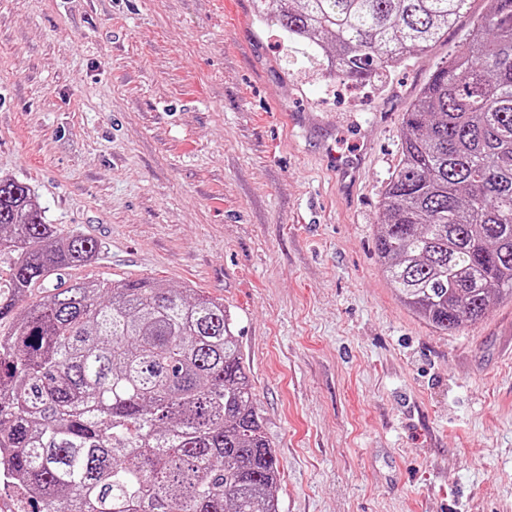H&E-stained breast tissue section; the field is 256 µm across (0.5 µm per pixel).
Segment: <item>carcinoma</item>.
<instances>
[{
    "mask_svg": "<svg viewBox=\"0 0 512 512\" xmlns=\"http://www.w3.org/2000/svg\"><path fill=\"white\" fill-rule=\"evenodd\" d=\"M467 2L257 8L320 68L367 85L429 51ZM380 209L381 270L420 319L459 330L512 301V0H487L405 113ZM98 254L44 223L28 186L0 179V483L37 512H279L277 460L224 301L148 279L61 281Z\"/></svg>",
    "mask_w": 512,
    "mask_h": 512,
    "instance_id": "carcinoma-1",
    "label": "carcinoma"
}]
</instances>
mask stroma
<instances>
[{
  "mask_svg": "<svg viewBox=\"0 0 512 512\" xmlns=\"http://www.w3.org/2000/svg\"><path fill=\"white\" fill-rule=\"evenodd\" d=\"M467 28L362 87L253 0H0V178L99 244L70 279L230 308L280 512H512V302L443 331L377 259L403 116ZM327 149L369 152L352 194Z\"/></svg>",
  "mask_w": 512,
  "mask_h": 512,
  "instance_id": "1",
  "label": "stroma"
}]
</instances>
